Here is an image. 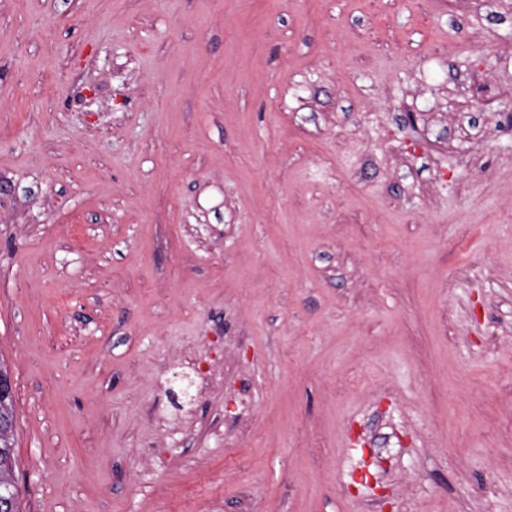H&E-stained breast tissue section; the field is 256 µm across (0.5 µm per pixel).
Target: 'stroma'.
<instances>
[{
  "label": "stroma",
  "instance_id": "1",
  "mask_svg": "<svg viewBox=\"0 0 512 512\" xmlns=\"http://www.w3.org/2000/svg\"><path fill=\"white\" fill-rule=\"evenodd\" d=\"M0 359L21 512H512V0H0Z\"/></svg>",
  "mask_w": 512,
  "mask_h": 512
}]
</instances>
